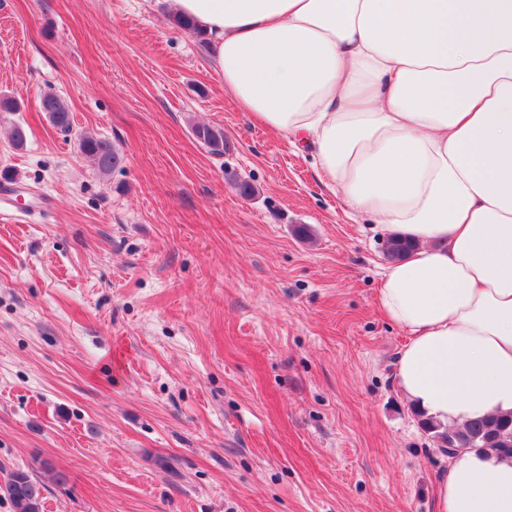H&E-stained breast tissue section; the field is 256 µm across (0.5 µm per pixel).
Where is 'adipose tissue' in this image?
<instances>
[{
    "instance_id": "1",
    "label": "adipose tissue",
    "mask_w": 512,
    "mask_h": 512,
    "mask_svg": "<svg viewBox=\"0 0 512 512\" xmlns=\"http://www.w3.org/2000/svg\"><path fill=\"white\" fill-rule=\"evenodd\" d=\"M251 120L412 248L377 305L442 425L512 413V0H173ZM438 512H512V460L451 454Z\"/></svg>"
}]
</instances>
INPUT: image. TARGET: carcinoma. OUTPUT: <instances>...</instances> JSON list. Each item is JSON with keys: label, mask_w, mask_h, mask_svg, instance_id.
<instances>
[{"label": "carcinoma", "mask_w": 512, "mask_h": 512, "mask_svg": "<svg viewBox=\"0 0 512 512\" xmlns=\"http://www.w3.org/2000/svg\"><path fill=\"white\" fill-rule=\"evenodd\" d=\"M39 108L57 127L68 130L71 118L65 100L55 92L44 93ZM196 138L215 153L224 150V133L207 126L193 128ZM80 151L99 171L107 175L122 166L124 156L106 138L83 135L79 139ZM410 248L406 241L390 238L385 242L387 258L398 260ZM418 423L437 447L451 454L461 448H490L512 458V416L472 421L461 427H443L424 413L414 411ZM43 485L25 470L6 473L0 482V492L9 498L14 512H41Z\"/></svg>", "instance_id": "carcinoma-1"}]
</instances>
